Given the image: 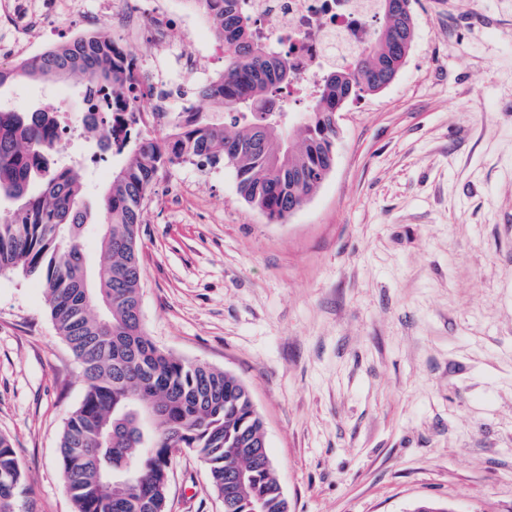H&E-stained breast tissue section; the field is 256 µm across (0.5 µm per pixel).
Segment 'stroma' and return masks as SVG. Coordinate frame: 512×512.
Listing matches in <instances>:
<instances>
[{
    "instance_id": "stroma-1",
    "label": "stroma",
    "mask_w": 512,
    "mask_h": 512,
    "mask_svg": "<svg viewBox=\"0 0 512 512\" xmlns=\"http://www.w3.org/2000/svg\"><path fill=\"white\" fill-rule=\"evenodd\" d=\"M385 89L347 104L333 171L273 223L232 167L159 172L145 202L141 318L177 357L236 375L290 512H512V0H412ZM0 101L77 113L79 84ZM79 366L37 281L0 272V434L20 512H74L58 438ZM169 512H224L178 454Z\"/></svg>"
}]
</instances>
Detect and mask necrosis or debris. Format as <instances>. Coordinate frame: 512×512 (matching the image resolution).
<instances>
[{
    "mask_svg": "<svg viewBox=\"0 0 512 512\" xmlns=\"http://www.w3.org/2000/svg\"><path fill=\"white\" fill-rule=\"evenodd\" d=\"M255 39L286 49L297 78L280 89L281 105L310 97L327 70L348 64L372 40L376 0H249ZM97 16L125 36L151 43L156 53L128 59L123 86L109 94L105 111L96 113L100 133L169 130L175 122L170 102L180 86L158 69V59L173 55V22L183 36L201 42V54L184 57L185 80L208 82L224 66V38L212 15L197 0H98ZM0 16L9 25V59L33 53L59 24L58 12H24L20 0H0Z\"/></svg>",
    "mask_w": 512,
    "mask_h": 512,
    "instance_id": "obj_1",
    "label": "necrosis or debris"
}]
</instances>
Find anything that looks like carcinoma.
I'll use <instances>...</instances> for the list:
<instances>
[{"mask_svg": "<svg viewBox=\"0 0 512 512\" xmlns=\"http://www.w3.org/2000/svg\"><path fill=\"white\" fill-rule=\"evenodd\" d=\"M224 35V85L198 94L219 99L224 120L191 112L163 140L130 141L123 165L101 197V255L84 245L91 217L82 201L79 167L60 162L49 111L0 105V271L38 279L57 334L81 371L84 396L60 437V463L75 512H168V468L186 448L209 469L217 495L233 512H281L274 475L251 448L264 426L250 393L233 374L189 363L160 349L145 332L139 301L142 264L138 226L159 171L185 162L233 167L240 197L271 221L288 217L322 183L336 154V112L395 79L412 46L411 0H378L372 46L346 68L328 71L287 145L288 125L274 113L276 88L296 78L288 56L254 41L242 0H206ZM79 78L111 88L125 80L114 41L91 33L18 67H0V88L20 81ZM131 471L130 486L117 478ZM244 472V484L224 477ZM25 493L10 439L0 435V512H17Z\"/></svg>", "mask_w": 512, "mask_h": 512, "instance_id": "carcinoma-1", "label": "carcinoma"}]
</instances>
